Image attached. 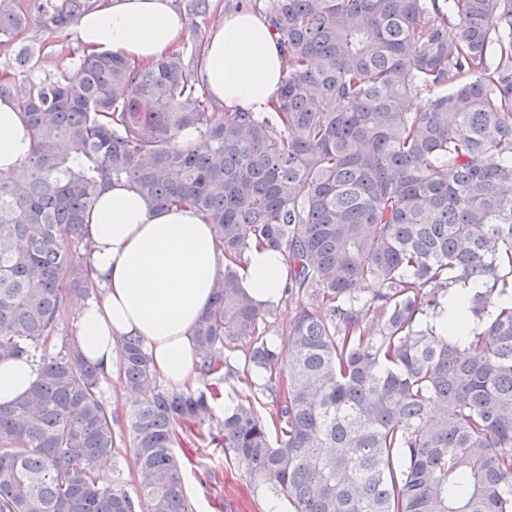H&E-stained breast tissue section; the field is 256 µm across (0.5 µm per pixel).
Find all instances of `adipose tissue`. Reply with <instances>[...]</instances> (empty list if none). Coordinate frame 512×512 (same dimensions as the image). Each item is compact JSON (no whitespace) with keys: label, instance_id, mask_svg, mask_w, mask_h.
Instances as JSON below:
<instances>
[{"label":"adipose tissue","instance_id":"ef3b65f1","mask_svg":"<svg viewBox=\"0 0 512 512\" xmlns=\"http://www.w3.org/2000/svg\"><path fill=\"white\" fill-rule=\"evenodd\" d=\"M186 17L174 0H100L76 26L87 53H116L148 64L179 44ZM199 79L216 107L261 112L277 99L283 59L264 14H226L209 33ZM33 150L26 116L10 99H0V176L21 173ZM87 264L98 294L75 306L74 336L84 358L102 377L119 362L121 338H137L152 367L172 389L198 374L193 330L212 300L224 268L213 228L185 204L155 208L128 183L115 182L87 215ZM248 295L276 303L287 278L282 256L250 250L239 270ZM38 371L27 358L0 362V404L25 395Z\"/></svg>","mask_w":512,"mask_h":512}]
</instances>
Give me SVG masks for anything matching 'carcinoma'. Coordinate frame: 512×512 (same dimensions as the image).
Here are the masks:
<instances>
[{
  "instance_id": "obj_1",
  "label": "carcinoma",
  "mask_w": 512,
  "mask_h": 512,
  "mask_svg": "<svg viewBox=\"0 0 512 512\" xmlns=\"http://www.w3.org/2000/svg\"><path fill=\"white\" fill-rule=\"evenodd\" d=\"M0 0V43L42 20L61 34L97 0ZM194 43L150 65L86 54L71 74L0 79L32 155L0 178V360L39 379L0 405V512H191L177 430L215 420L207 395L161 385L142 343L119 344L139 495L98 484L112 410L75 343L73 294L95 288L70 245L112 181L213 225L224 271L194 330L199 376L275 396L224 410L211 442L292 512H512V0H264L284 58L265 112H212L197 88L213 0H184ZM204 128L197 149L178 134ZM288 266L298 309L238 269ZM465 345L434 319L461 291ZM379 326L374 335L368 325ZM243 368H229L230 355ZM240 282L248 295L264 304H275L287 278L283 257L271 250L252 249L239 269Z\"/></svg>"
}]
</instances>
